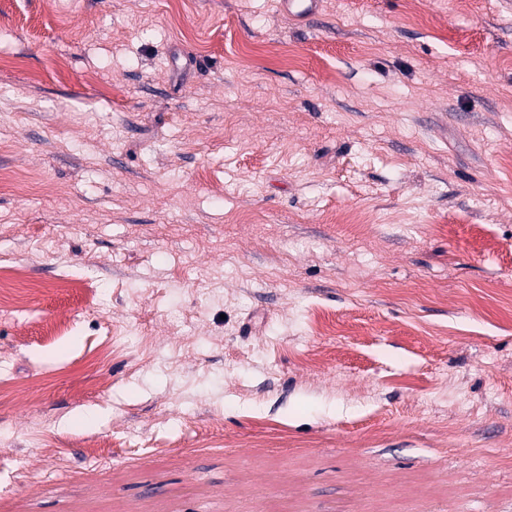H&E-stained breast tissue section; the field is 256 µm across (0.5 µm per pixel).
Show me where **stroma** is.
<instances>
[{
    "label": "stroma",
    "instance_id": "obj_1",
    "mask_svg": "<svg viewBox=\"0 0 512 512\" xmlns=\"http://www.w3.org/2000/svg\"><path fill=\"white\" fill-rule=\"evenodd\" d=\"M408 11L0 0V512H512V0Z\"/></svg>",
    "mask_w": 512,
    "mask_h": 512
}]
</instances>
